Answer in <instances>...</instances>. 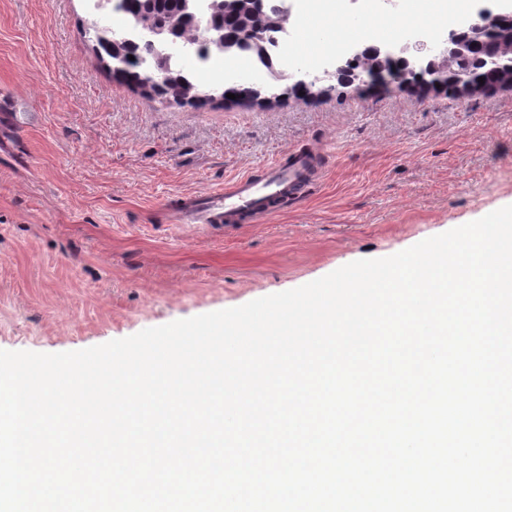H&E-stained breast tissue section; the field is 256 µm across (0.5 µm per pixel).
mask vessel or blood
<instances>
[{
  "instance_id": "b4317fda",
  "label": "vessel or blood",
  "mask_w": 512,
  "mask_h": 512,
  "mask_svg": "<svg viewBox=\"0 0 512 512\" xmlns=\"http://www.w3.org/2000/svg\"><path fill=\"white\" fill-rule=\"evenodd\" d=\"M320 167L315 155L299 148L289 153L287 161H274L264 179L244 175L219 193L192 198L182 211L190 224H221L249 215H264L271 204L284 207L300 199L317 184Z\"/></svg>"
}]
</instances>
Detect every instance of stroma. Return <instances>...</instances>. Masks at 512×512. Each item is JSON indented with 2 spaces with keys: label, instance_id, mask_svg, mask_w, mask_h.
Here are the masks:
<instances>
[{
  "label": "stroma",
  "instance_id": "stroma-1",
  "mask_svg": "<svg viewBox=\"0 0 512 512\" xmlns=\"http://www.w3.org/2000/svg\"><path fill=\"white\" fill-rule=\"evenodd\" d=\"M90 0H0V350L76 351L388 257L512 205V88L349 89L269 108L150 101L101 67ZM321 152L306 197L248 224L183 198Z\"/></svg>",
  "mask_w": 512,
  "mask_h": 512
}]
</instances>
